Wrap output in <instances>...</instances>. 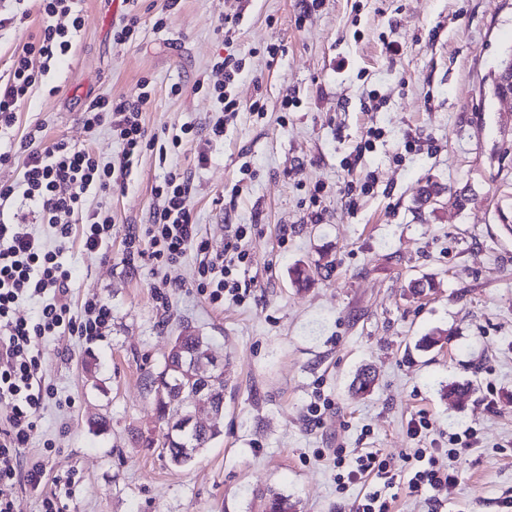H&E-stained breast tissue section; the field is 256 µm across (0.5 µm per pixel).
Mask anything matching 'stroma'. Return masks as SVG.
I'll use <instances>...</instances> for the list:
<instances>
[{
  "label": "stroma",
  "instance_id": "35a3bbf8",
  "mask_svg": "<svg viewBox=\"0 0 512 512\" xmlns=\"http://www.w3.org/2000/svg\"><path fill=\"white\" fill-rule=\"evenodd\" d=\"M85 25L51 84L19 108L11 162L0 182L18 183L30 124L52 140L91 147L106 160L121 146L109 128L88 134L81 117L98 96L134 93L150 79L149 133L183 124L195 138L159 163L145 151L110 195L115 230L106 256L63 246L73 312L97 299L112 308L105 335L54 336L41 371L57 393L21 451L45 465V486L74 473L67 512H263L262 494L288 495L296 512H351L377 479L336 490L329 448L380 450L401 464L414 448H444L471 428L478 443L462 459L445 512H498L512 496V235L497 205L512 192L498 157L512 147V101L497 99L492 75L512 53V0H179L164 28L162 0H141L139 34L112 41L124 0H81ZM0 28V75L37 34L40 15ZM240 20L225 43L224 20ZM242 68L230 92L240 103L224 137L204 126L218 104L195 91L217 81L215 57ZM183 88L173 95L172 85ZM295 99L283 108L284 99ZM264 106L252 112L253 103ZM381 129L371 149L355 148ZM208 158L198 165V154ZM191 178L190 206L202 236L223 250L227 227H247L251 291L211 303L199 260L188 250L170 268L177 286L154 294V275L129 261L125 236L146 223L152 188L168 169ZM372 176L366 193L349 184ZM435 202L420 205L426 185ZM461 206L448 205L449 195ZM314 269L292 284L295 264ZM429 279L425 294L411 281ZM210 340L224 365L223 431L196 459L173 466L148 371L162 366L180 324ZM437 334L432 349L423 337ZM370 367V392L351 381ZM470 384L460 401L442 386ZM324 394L330 406L311 417ZM428 430L412 436V421Z\"/></svg>",
  "mask_w": 512,
  "mask_h": 512
}]
</instances>
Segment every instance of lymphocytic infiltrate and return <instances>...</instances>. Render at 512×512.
<instances>
[{
	"label": "lymphocytic infiltrate",
	"instance_id": "f902f5d3",
	"mask_svg": "<svg viewBox=\"0 0 512 512\" xmlns=\"http://www.w3.org/2000/svg\"><path fill=\"white\" fill-rule=\"evenodd\" d=\"M40 29L12 56L8 74L0 76V137L9 136L17 122L21 103L33 90L47 86L49 75L72 49V40L85 23L78 0H37ZM213 71L222 81L212 86L219 109L209 121L210 138L220 139L239 104L226 87L235 79L230 58L215 62ZM152 97L148 79H140L133 94L118 99L102 96L82 114L88 133L109 127L122 146L118 161H107L91 148L65 140L47 141L44 124L31 125L24 136L28 154L19 185H0V512H20L15 494L18 477L39 487L45 467L41 461L23 463L20 450L36 427L39 412L52 395L40 374V345L61 334L104 336L112 319L107 304L90 299L81 314H73L68 302L70 268L61 252L49 248L29 223L27 207H34L58 238H70L80 230L83 249L106 254L112 242V210L106 200L112 187L122 185L127 171L148 150H157L166 161L169 150L182 146L192 133L180 126L166 141L148 132L143 114ZM152 192L157 200L143 227L129 231L128 256L147 259L154 267L175 266L188 248L199 257L200 291L211 302L224 297L243 299L250 292L246 278L248 252L243 246L245 228L232 227L223 250H213L195 224L190 207V182L181 171L171 170ZM97 196L88 206L89 196ZM26 300L39 301L33 319L16 317L15 308ZM476 441L474 431L452 432L444 448L414 449L410 465L398 469L379 451L370 449L347 462L342 450H334L338 490L366 475L383 486L355 501L353 512H391L390 494L398 477H406L410 492L433 491L436 506H444L456 488L453 468Z\"/></svg>",
	"mask_w": 512,
	"mask_h": 512
}]
</instances>
